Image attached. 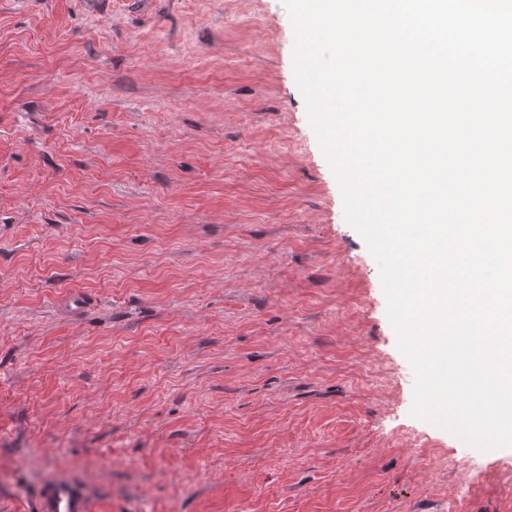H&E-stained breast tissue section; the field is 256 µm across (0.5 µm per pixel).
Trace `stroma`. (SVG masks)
Listing matches in <instances>:
<instances>
[{
    "instance_id": "stroma-1",
    "label": "stroma",
    "mask_w": 512,
    "mask_h": 512,
    "mask_svg": "<svg viewBox=\"0 0 512 512\" xmlns=\"http://www.w3.org/2000/svg\"><path fill=\"white\" fill-rule=\"evenodd\" d=\"M294 40L282 0H0V512H512V451L410 414ZM36 512H91V506L70 483L55 480L40 489Z\"/></svg>"
}]
</instances>
